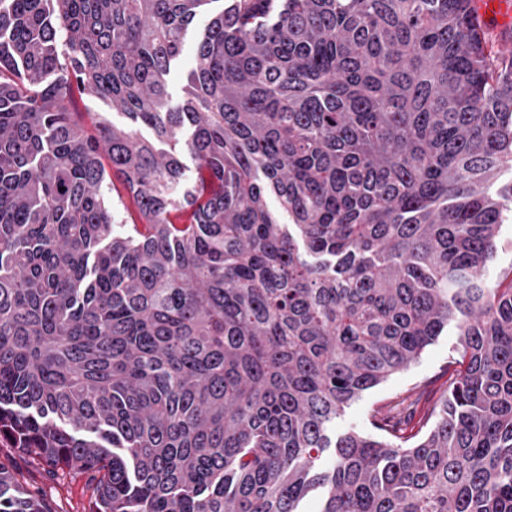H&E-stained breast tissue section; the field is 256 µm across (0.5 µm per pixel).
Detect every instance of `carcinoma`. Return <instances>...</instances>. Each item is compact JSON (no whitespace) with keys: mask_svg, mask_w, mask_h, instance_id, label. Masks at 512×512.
<instances>
[{"mask_svg":"<svg viewBox=\"0 0 512 512\" xmlns=\"http://www.w3.org/2000/svg\"><path fill=\"white\" fill-rule=\"evenodd\" d=\"M217 2L0 0V437L89 512H512V53L476 0H225L173 107ZM450 326L433 424L334 433ZM0 512L50 509L0 462ZM209 20L210 13L206 11L197 16L186 40L184 51L172 71L170 76V92L172 94V105L174 106L180 102L181 87L185 84L187 75L193 66L196 37L208 25ZM74 105L76 112H82V116L89 130L93 129L94 122L98 116L104 114L97 112H110L107 115L116 123L127 122V119H125L121 113H118L116 110H112V106H108L91 95H83L80 97L76 94ZM116 192L110 196L116 210L117 222L121 224H140L138 210L134 200L124 191L123 187L116 183ZM512 274V222L503 224L497 242L495 260L487 267L484 275L490 280L510 279ZM507 280V281H508Z\"/></svg>","mask_w":512,"mask_h":512,"instance_id":"obj_1","label":"carcinoma"}]
</instances>
